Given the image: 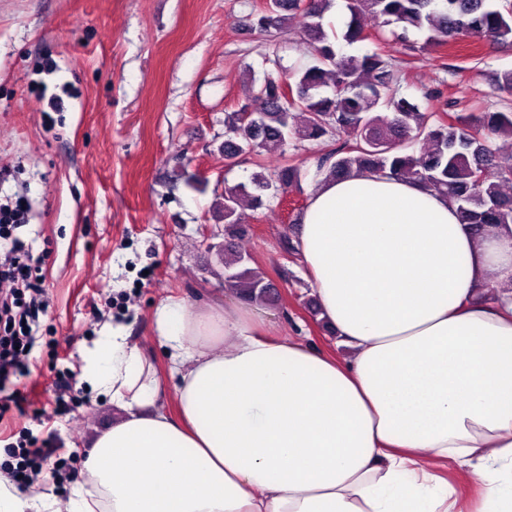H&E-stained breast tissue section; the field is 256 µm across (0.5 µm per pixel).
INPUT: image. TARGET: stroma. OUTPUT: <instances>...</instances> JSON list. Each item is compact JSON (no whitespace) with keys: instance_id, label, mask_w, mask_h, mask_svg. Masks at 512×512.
<instances>
[{"instance_id":"stroma-1","label":"stroma","mask_w":512,"mask_h":512,"mask_svg":"<svg viewBox=\"0 0 512 512\" xmlns=\"http://www.w3.org/2000/svg\"><path fill=\"white\" fill-rule=\"evenodd\" d=\"M263 0H0V199L23 198L19 236L43 258L46 333L26 374L7 389L22 408L0 419L7 444L52 439L68 478L91 438L118 412L79 377L84 353L104 323L124 325L156 363L170 403L167 358L154 312L172 295L191 308L224 297L218 204L225 188L260 168L300 166L296 205L264 196L246 208L238 247L247 268L277 288L265 304L268 335L333 350L316 319L315 291L299 257L287 256L320 182L323 142L291 141L285 153L224 156V119L244 104L251 79L313 62L301 18L274 35L255 28ZM426 32L342 45L379 52L399 72L400 91L426 112H512L498 91L512 47L413 53Z\"/></svg>"}]
</instances>
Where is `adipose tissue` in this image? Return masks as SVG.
I'll return each mask as SVG.
<instances>
[{
	"label": "adipose tissue",
	"mask_w": 512,
	"mask_h": 512,
	"mask_svg": "<svg viewBox=\"0 0 512 512\" xmlns=\"http://www.w3.org/2000/svg\"><path fill=\"white\" fill-rule=\"evenodd\" d=\"M298 248L338 354L260 308L155 310L151 356L105 324L80 378L122 416L63 507L0 483V512H512V227L485 234L410 179L322 181ZM473 465L460 508L442 467Z\"/></svg>",
	"instance_id": "adipose-tissue-1"
}]
</instances>
